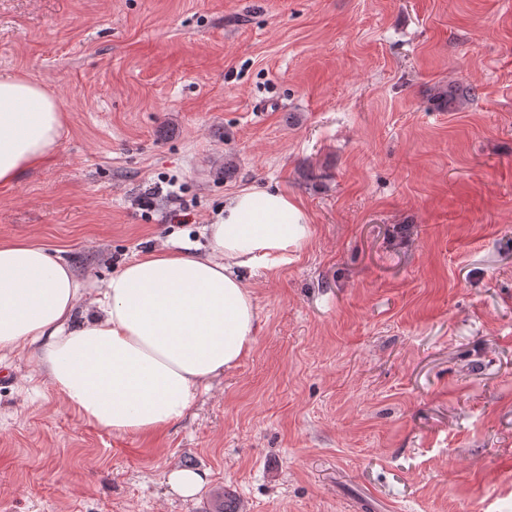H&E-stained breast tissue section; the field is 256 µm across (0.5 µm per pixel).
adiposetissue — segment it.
Wrapping results in <instances>:
<instances>
[{
	"label": "adipose tissue",
	"instance_id": "adipose-tissue-1",
	"mask_svg": "<svg viewBox=\"0 0 512 512\" xmlns=\"http://www.w3.org/2000/svg\"><path fill=\"white\" fill-rule=\"evenodd\" d=\"M63 127L41 85L0 77V186L47 158ZM308 237L305 211L285 193L242 189L209 224L206 254L133 259L92 299L64 258L0 243V352L37 346L47 379L82 417L118 434L157 432L251 352L257 311L246 272L287 261Z\"/></svg>",
	"mask_w": 512,
	"mask_h": 512
}]
</instances>
